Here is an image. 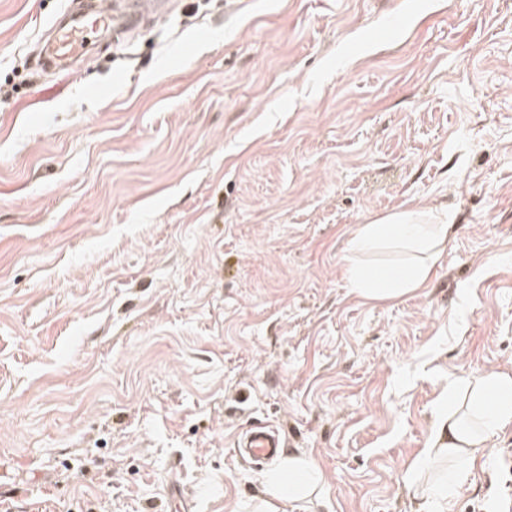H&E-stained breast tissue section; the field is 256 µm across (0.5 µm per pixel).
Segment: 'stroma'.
<instances>
[{
	"label": "stroma",
	"instance_id": "stroma-1",
	"mask_svg": "<svg viewBox=\"0 0 512 512\" xmlns=\"http://www.w3.org/2000/svg\"><path fill=\"white\" fill-rule=\"evenodd\" d=\"M86 0H0V505L250 512L275 424L309 512H417L449 382L512 370V0H170L70 74ZM453 224L367 302L357 225ZM512 495V423L450 512ZM425 207H411L369 224L357 225L347 248L346 273L353 292L369 302L394 300L424 288L430 271L449 242L453 224H433ZM390 251L421 258L399 266L372 269L359 258ZM282 448V440L277 431L270 425L258 424L250 429L244 438L237 439L234 450L243 457L256 461L273 458Z\"/></svg>",
	"mask_w": 512,
	"mask_h": 512
}]
</instances>
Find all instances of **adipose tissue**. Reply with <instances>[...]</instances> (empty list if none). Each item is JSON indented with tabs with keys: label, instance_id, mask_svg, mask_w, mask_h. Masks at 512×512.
<instances>
[{
	"label": "adipose tissue",
	"instance_id": "adipose-tissue-1",
	"mask_svg": "<svg viewBox=\"0 0 512 512\" xmlns=\"http://www.w3.org/2000/svg\"><path fill=\"white\" fill-rule=\"evenodd\" d=\"M451 227L437 224L429 209L411 207L367 224L357 225L347 248L346 273L353 292L369 302L394 300L425 287L430 271L445 250ZM379 251L408 255L399 266L367 268L362 256ZM480 416L463 418L452 410L435 416V435L424 451L425 460L448 459L456 484H464L469 465L488 448L501 425L512 422V374L491 372L472 385ZM496 395L493 412H486L488 395ZM323 478L320 467L305 455L291 453L261 478V512H283L291 503H307Z\"/></svg>",
	"mask_w": 512,
	"mask_h": 512
}]
</instances>
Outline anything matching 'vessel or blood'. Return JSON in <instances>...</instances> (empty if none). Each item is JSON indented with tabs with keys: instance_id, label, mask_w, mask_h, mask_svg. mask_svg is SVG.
Segmentation results:
<instances>
[{
	"instance_id": "obj_1",
	"label": "vessel or blood",
	"mask_w": 512,
	"mask_h": 512,
	"mask_svg": "<svg viewBox=\"0 0 512 512\" xmlns=\"http://www.w3.org/2000/svg\"><path fill=\"white\" fill-rule=\"evenodd\" d=\"M147 7L154 14H164L167 0H118L110 10L101 8L94 0L87 12L70 16L67 23L52 27L44 49V62L61 69L73 66L83 56L90 39L111 31L130 29L134 17ZM281 446V437L274 428L258 424L244 438L235 441L234 450L244 457L261 461L273 458Z\"/></svg>"
}]
</instances>
